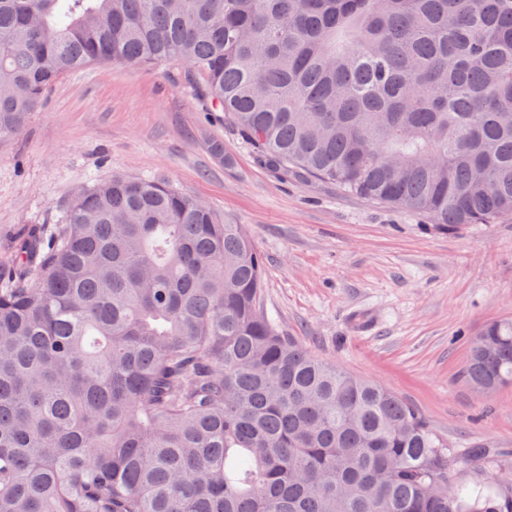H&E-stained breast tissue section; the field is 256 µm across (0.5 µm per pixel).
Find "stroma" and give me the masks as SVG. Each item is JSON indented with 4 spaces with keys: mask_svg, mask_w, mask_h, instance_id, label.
<instances>
[{
    "mask_svg": "<svg viewBox=\"0 0 512 512\" xmlns=\"http://www.w3.org/2000/svg\"><path fill=\"white\" fill-rule=\"evenodd\" d=\"M222 155H214L213 143ZM162 179L246 225L265 260L264 312L318 358L377 382L456 449L512 456V386L462 371L471 339L512 319V218L446 229L261 163L172 66L92 65L0 136V272L19 237L58 232L77 194Z\"/></svg>",
    "mask_w": 512,
    "mask_h": 512,
    "instance_id": "1",
    "label": "stroma"
}]
</instances>
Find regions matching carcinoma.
I'll use <instances>...</instances> for the list:
<instances>
[{
	"label": "carcinoma",
	"mask_w": 512,
	"mask_h": 512,
	"mask_svg": "<svg viewBox=\"0 0 512 512\" xmlns=\"http://www.w3.org/2000/svg\"><path fill=\"white\" fill-rule=\"evenodd\" d=\"M98 62L181 67L269 166L435 224L512 217V0H0V135ZM250 232L114 175L0 283V512H512L448 439L261 310ZM512 384V320L463 374ZM497 470L496 480L485 475Z\"/></svg>",
	"instance_id": "1"
}]
</instances>
